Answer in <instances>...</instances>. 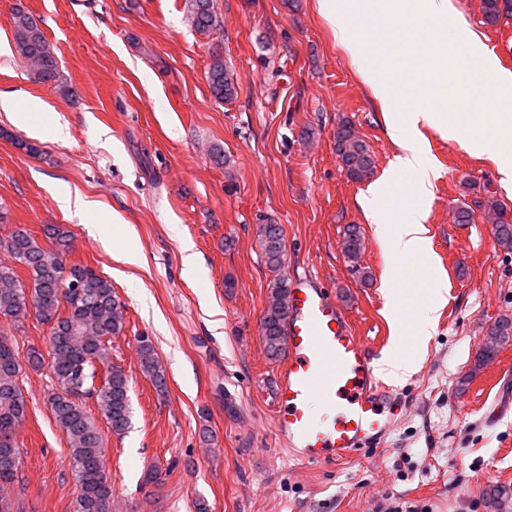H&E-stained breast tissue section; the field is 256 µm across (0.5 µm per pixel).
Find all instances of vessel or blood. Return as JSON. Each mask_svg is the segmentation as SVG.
Wrapping results in <instances>:
<instances>
[{
	"mask_svg": "<svg viewBox=\"0 0 512 512\" xmlns=\"http://www.w3.org/2000/svg\"><path fill=\"white\" fill-rule=\"evenodd\" d=\"M284 331L274 420L288 452L307 463L343 461L381 440L398 403L376 382L367 347L327 289L308 277L292 286Z\"/></svg>",
	"mask_w": 512,
	"mask_h": 512,
	"instance_id": "obj_1",
	"label": "vessel or blood"
}]
</instances>
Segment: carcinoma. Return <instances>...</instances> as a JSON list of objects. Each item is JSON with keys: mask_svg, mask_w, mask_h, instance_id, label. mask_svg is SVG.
<instances>
[{"mask_svg": "<svg viewBox=\"0 0 512 512\" xmlns=\"http://www.w3.org/2000/svg\"><path fill=\"white\" fill-rule=\"evenodd\" d=\"M190 26L209 32L221 26L213 0H186ZM484 17L496 24L512 17V0H483ZM12 39L16 54L32 69L37 80L51 82L69 94L72 87L60 80L56 57L35 16L22 9L13 16ZM211 95L218 102L230 101L237 94L232 74L217 53L206 73ZM336 154L346 176L354 181L370 178L375 155L353 125L342 122L336 131ZM495 215L493 232L497 243L512 250V223L495 200L478 202ZM275 224H261L257 230L266 265L278 271L286 261L284 237L274 234ZM44 246L27 229H19L0 239V248L29 270V284L20 281L14 267L0 264V318L15 323L34 313L37 321L49 327L48 354L29 348L26 361L34 370L48 369L54 388L48 395L55 423L69 442L72 476L75 484L74 512H112V484L103 479L99 465L104 458L102 436L94 418L86 409L85 397L95 389L96 367L106 370V387L95 395L99 414L120 434L130 424L129 380L123 370L112 364V338L124 332V305L112 283L81 263L67 264L74 250L73 235L63 224H49ZM363 235L356 224L344 232V252L355 262L363 250ZM74 280L80 288L73 291L65 284ZM291 283L285 276L274 279L262 323V337L269 358H280L286 348L283 326L290 309ZM512 340V317L500 318L488 332V340L476 363L482 366L500 347ZM142 373L161 393L167 389L164 370L147 336L139 340ZM22 365L12 340L0 336V489L18 482L22 448L16 441L18 425L25 418L26 402L19 386Z\"/></svg>", "mask_w": 512, "mask_h": 512, "instance_id": "cac0c4a2", "label": "carcinoma"}]
</instances>
